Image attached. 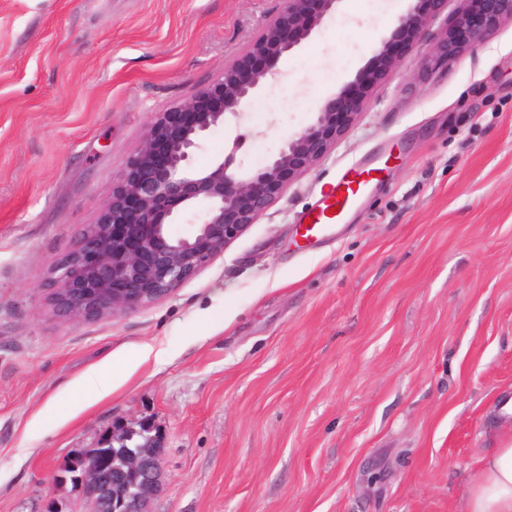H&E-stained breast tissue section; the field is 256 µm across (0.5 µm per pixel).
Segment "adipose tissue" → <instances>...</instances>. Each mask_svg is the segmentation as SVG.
I'll use <instances>...</instances> for the list:
<instances>
[{
	"instance_id": "1",
	"label": "adipose tissue",
	"mask_w": 512,
	"mask_h": 512,
	"mask_svg": "<svg viewBox=\"0 0 512 512\" xmlns=\"http://www.w3.org/2000/svg\"><path fill=\"white\" fill-rule=\"evenodd\" d=\"M460 512H512V442L477 460Z\"/></svg>"
}]
</instances>
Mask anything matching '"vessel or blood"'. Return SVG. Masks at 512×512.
Listing matches in <instances>:
<instances>
[{
  "label": "vessel or blood",
  "instance_id": "1",
  "mask_svg": "<svg viewBox=\"0 0 512 512\" xmlns=\"http://www.w3.org/2000/svg\"><path fill=\"white\" fill-rule=\"evenodd\" d=\"M373 171L360 168L342 178L309 215L304 235L316 240L335 236L347 214L355 207L359 195L373 182Z\"/></svg>",
  "mask_w": 512,
  "mask_h": 512
}]
</instances>
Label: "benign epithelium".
Here are the masks:
<instances>
[{"instance_id":"benign-epithelium-1","label":"benign epithelium","mask_w":512,"mask_h":512,"mask_svg":"<svg viewBox=\"0 0 512 512\" xmlns=\"http://www.w3.org/2000/svg\"><path fill=\"white\" fill-rule=\"evenodd\" d=\"M341 0H283V11L269 19L241 54L224 63V72L168 112L151 121L138 152L112 187L98 220L87 225L75 248L54 268L46 283L54 314L82 322L117 317L169 296L176 287L223 255L274 201L323 159L361 113L374 79L392 72V44L425 42L430 22L447 0H431L424 12L412 5L398 17L369 61L376 78L360 69L339 94L325 97L313 122L287 137L259 168L236 164L241 138L225 157L206 168L192 156L208 132L232 119L264 80L280 75L279 62L308 39ZM461 7L442 36L431 44L434 56L454 60L495 36L512 22V0H459ZM187 222L176 234L171 224ZM127 446L123 457L107 461L98 451ZM98 448L86 450L76 465V488L92 512H150L161 487L160 437L149 428L112 429Z\"/></svg>"}]
</instances>
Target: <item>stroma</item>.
<instances>
[{"label": "stroma", "instance_id": "35a3bbf8", "mask_svg": "<svg viewBox=\"0 0 512 512\" xmlns=\"http://www.w3.org/2000/svg\"><path fill=\"white\" fill-rule=\"evenodd\" d=\"M409 0H340L196 167L256 168L364 66ZM282 0H0V512H91L62 465L163 435L152 512H459L512 439V22L421 69L397 43L336 147L168 297L72 323L44 292L155 113L217 79ZM336 242L299 224L365 160ZM145 343L160 360L138 362ZM109 366L111 395L86 377Z\"/></svg>", "mask_w": 512, "mask_h": 512}]
</instances>
